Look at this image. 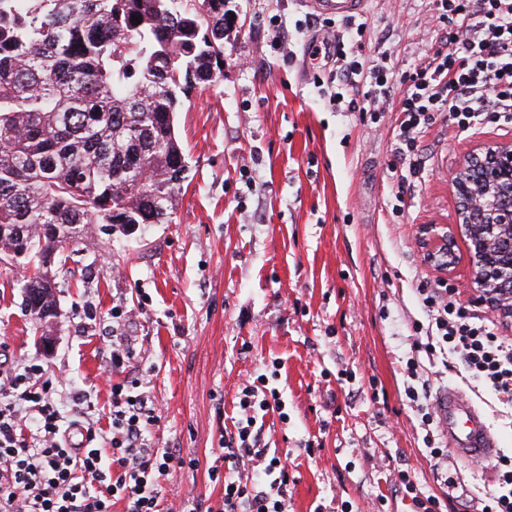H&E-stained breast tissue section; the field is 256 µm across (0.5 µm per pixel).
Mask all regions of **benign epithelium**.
<instances>
[{
    "label": "benign epithelium",
    "instance_id": "benign-epithelium-1",
    "mask_svg": "<svg viewBox=\"0 0 512 512\" xmlns=\"http://www.w3.org/2000/svg\"><path fill=\"white\" fill-rule=\"evenodd\" d=\"M480 173V191L469 187ZM456 194L453 224H422L417 241L424 262L446 277L455 267L457 240L467 242L476 291L505 323L512 324V265L496 261V247L512 243V143L496 144L464 159L452 179Z\"/></svg>",
    "mask_w": 512,
    "mask_h": 512
}]
</instances>
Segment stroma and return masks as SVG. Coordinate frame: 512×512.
<instances>
[{"mask_svg": "<svg viewBox=\"0 0 512 512\" xmlns=\"http://www.w3.org/2000/svg\"><path fill=\"white\" fill-rule=\"evenodd\" d=\"M242 25L224 44V73L193 90L177 127L191 166L171 223L133 234L93 231L55 259L60 316L43 346L22 303L20 267L0 261V351L65 370L97 414L110 385L149 375L161 419L157 447L199 464L175 491L218 500L207 469L218 448L219 413L234 416L247 375L267 374L286 420L263 419L270 453L287 456L291 512H411L398 471L436 491L421 419L406 399L405 364L423 322L419 292L438 275L422 260L418 225L455 221L451 179L463 157L512 143V124L460 131L439 122L423 138V171L392 213L388 125L329 106L313 84L330 59L312 58L310 35L294 33L295 57L272 46V17L310 19L301 0H238ZM432 0H369L366 53H388L395 74L429 52ZM448 275L462 303L493 313L475 291L465 242ZM138 310L122 334L133 357L112 378L100 364L112 342V308ZM434 388H461L486 413L512 457V407L455 360L429 371ZM448 512H480L495 485L493 462L465 466Z\"/></svg>", "mask_w": 512, "mask_h": 512, "instance_id": "1", "label": "stroma"}]
</instances>
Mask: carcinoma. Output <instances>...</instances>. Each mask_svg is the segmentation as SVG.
I'll use <instances>...</instances> for the list:
<instances>
[{"label":"carcinoma","mask_w":512,"mask_h":512,"mask_svg":"<svg viewBox=\"0 0 512 512\" xmlns=\"http://www.w3.org/2000/svg\"><path fill=\"white\" fill-rule=\"evenodd\" d=\"M222 61L224 0H0V254L37 323L57 312L48 266L91 225L171 220L175 114Z\"/></svg>","instance_id":"obj_1"}]
</instances>
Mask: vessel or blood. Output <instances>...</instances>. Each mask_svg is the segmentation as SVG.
Wrapping results in <instances>:
<instances>
[{"instance_id": "vessel-or-blood-1", "label": "vessel or blood", "mask_w": 512, "mask_h": 512, "mask_svg": "<svg viewBox=\"0 0 512 512\" xmlns=\"http://www.w3.org/2000/svg\"><path fill=\"white\" fill-rule=\"evenodd\" d=\"M315 14L342 20L363 13L368 0H302ZM438 429L451 453V465L461 462L488 460L499 451V443L491 431L482 409L455 387H443L434 401Z\"/></svg>"}]
</instances>
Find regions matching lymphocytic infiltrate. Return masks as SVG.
<instances>
[{
    "label": "lymphocytic infiltrate",
    "mask_w": 512,
    "mask_h": 512,
    "mask_svg": "<svg viewBox=\"0 0 512 512\" xmlns=\"http://www.w3.org/2000/svg\"><path fill=\"white\" fill-rule=\"evenodd\" d=\"M443 30L425 59L394 77L391 58L363 53L366 23L342 21L343 40L321 41L314 54L330 51L339 70L331 101L380 124L395 113L391 130L400 165L393 213H401L403 190L421 171V139L438 120L468 131L512 119V0H435ZM421 302L428 325L425 359L408 358L415 403L430 457L443 463L434 445L437 424L424 362L436 351L453 354L469 375L512 404V342L471 311L447 286L425 290ZM60 375L27 361L0 362V512H289L288 464L267 463L257 415L279 411L276 389L264 383L244 386L231 428L222 430L218 452L207 469L224 494L206 505L187 495L165 497L173 482L197 459L179 450L155 447L151 428L159 419L144 380L110 387L107 420L95 419L80 390L63 391ZM73 420L64 421L61 402ZM80 441H73V434Z\"/></svg>",
    "instance_id": "lymphocytic-infiltrate-1"
}]
</instances>
